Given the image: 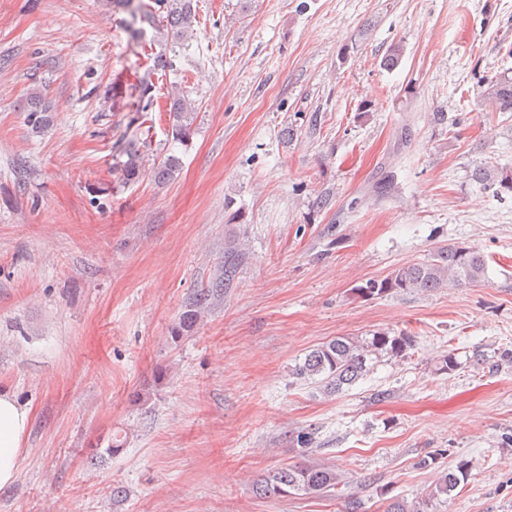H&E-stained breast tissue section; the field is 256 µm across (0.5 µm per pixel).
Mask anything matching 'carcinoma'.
<instances>
[{"mask_svg":"<svg viewBox=\"0 0 512 512\" xmlns=\"http://www.w3.org/2000/svg\"><path fill=\"white\" fill-rule=\"evenodd\" d=\"M112 7L125 13V30L132 40H137L148 25L157 31L168 29L173 38L185 40L191 30L196 13L193 0H112ZM173 69L172 59L166 53L158 52L153 64L143 75L137 77L136 117L141 132L124 140L120 156L113 166L116 182L131 184L145 176L164 183L173 178L180 162L173 155L148 163L152 153L150 110L154 105L153 76L158 72ZM477 97L488 101L498 112H512V77L505 74L480 81ZM169 117L172 118L171 136L178 141L186 140L195 119V106L189 92L175 88L169 94ZM25 121L34 134H41L49 125L48 107L41 95H30L25 109ZM471 178L486 188L496 185L512 193V175L495 176L494 170L486 164L475 166ZM244 256L236 248L224 252V276L191 293L184 302L179 315L177 332L194 329L211 307L224 297L231 287L235 267ZM486 271L483 253L472 246L453 245L435 250L426 260L395 270L390 277L379 283L369 282L359 289L365 296L382 294L388 290L408 292L428 291L443 286L460 287L482 280ZM413 348V337L406 333L393 334L376 331L370 337L337 336L310 350L302 362L295 365L293 375L299 381L313 385L325 395L338 394L366 376L383 359H403ZM469 464L460 462L456 467L441 473L434 486L426 493L409 502L393 499L385 512H432L433 503L451 494L467 480ZM344 482L343 475L336 468L319 463H296L265 475L255 482V494L261 498H282L291 496H323Z\"/></svg>","mask_w":512,"mask_h":512,"instance_id":"carcinoma-1","label":"carcinoma"}]
</instances>
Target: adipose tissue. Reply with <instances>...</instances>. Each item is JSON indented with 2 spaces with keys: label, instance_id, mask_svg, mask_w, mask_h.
<instances>
[{
  "label": "adipose tissue",
  "instance_id": "ef3b65f1",
  "mask_svg": "<svg viewBox=\"0 0 512 512\" xmlns=\"http://www.w3.org/2000/svg\"><path fill=\"white\" fill-rule=\"evenodd\" d=\"M29 421V409L9 393L0 392V487L17 477Z\"/></svg>",
  "mask_w": 512,
  "mask_h": 512
}]
</instances>
